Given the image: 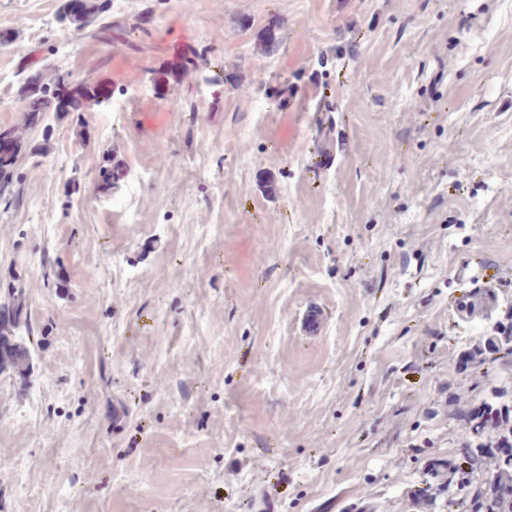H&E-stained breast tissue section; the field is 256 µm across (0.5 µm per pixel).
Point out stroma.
Listing matches in <instances>:
<instances>
[{"label":"stroma","mask_w":512,"mask_h":512,"mask_svg":"<svg viewBox=\"0 0 512 512\" xmlns=\"http://www.w3.org/2000/svg\"><path fill=\"white\" fill-rule=\"evenodd\" d=\"M64 2L0 0V325L31 330L0 512H414L459 452L443 384L512 392V361L457 374L486 327L453 311L477 258L512 308V0H110L81 29ZM200 47L230 81L158 84ZM37 72L124 107L31 121ZM328 320L327 311L316 303L307 304L298 315V325L302 336H321Z\"/></svg>","instance_id":"1"}]
</instances>
